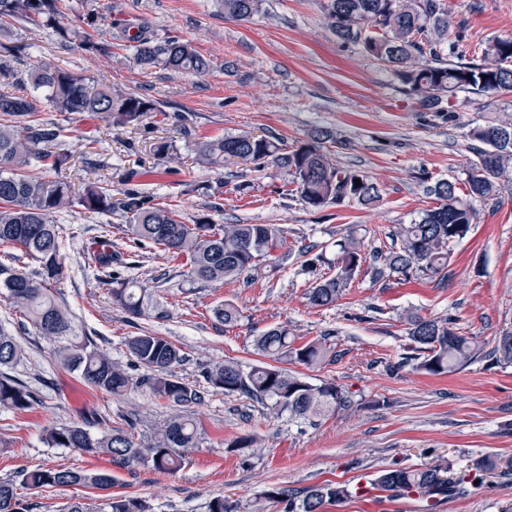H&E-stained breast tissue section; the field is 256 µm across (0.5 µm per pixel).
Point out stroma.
<instances>
[{
  "instance_id": "35a3bbf8",
  "label": "stroma",
  "mask_w": 512,
  "mask_h": 512,
  "mask_svg": "<svg viewBox=\"0 0 512 512\" xmlns=\"http://www.w3.org/2000/svg\"><path fill=\"white\" fill-rule=\"evenodd\" d=\"M325 2L263 0L261 11L244 23L225 18L220 0H61V26L97 15L94 38L112 45L111 53L97 55L53 28L13 21L0 29L1 45L22 49L19 71L51 65L141 94L157 106L140 125L124 128L97 114L49 108L38 114L40 122L62 129L72 155L62 178L107 184L118 203L109 214L76 205L54 215L65 265L56 289L79 334L132 383L120 396L87 386L59 365L53 344L0 299V329L24 352L8 373L34 394L27 410H0V443L8 447L0 453V479L19 482L23 512H63L73 499L96 504L108 494L141 499L151 512H205L208 500L221 495L249 512L266 491L325 481L353 489L394 463L450 464L461 471L476 459L512 456V364L479 359L447 376L421 373L406 362L412 342L405 324L413 310L427 318L453 317L482 343L512 331V182H499L493 198L473 200L476 222L440 285L377 281L364 273L336 304L315 308L306 298L314 275L294 252L314 245L335 258L337 239L352 225L364 229L366 250L386 244L393 226L431 206L422 176L465 184L476 160L469 129L512 118V94H459L451 121L426 111L387 69L341 45L325 19ZM448 3L452 24L466 27L473 43L512 36V0ZM140 25L189 42L208 61L207 71L138 65L113 34ZM244 131L291 147L322 139L335 164L360 171L379 187V207L316 210L290 194L289 176L277 168L196 164L195 143ZM162 141L169 151L160 157L153 147ZM131 198L171 206L187 224L203 215L217 225L274 224L293 252L254 280L197 283L187 275L185 257L135 244L121 207ZM106 238L115 258L108 271L90 259ZM113 273L143 288V316L131 317L113 302ZM226 302L239 308L238 326L214 317V308ZM273 326L287 327L301 343L327 338L334 363L292 369L312 383L328 381L349 392V408L313 424L207 386L205 371L224 361L245 369L261 364L254 340ZM145 330L181 348L185 360L175 374L204 391L192 409L198 444L181 469L166 475L107 455L48 447L43 437L53 426L77 423L94 434L123 426L143 445L166 424L173 407L140 386L142 372L125 345ZM238 437L253 438L254 447L228 452L227 443ZM39 467L104 472L112 485L106 491L21 485L23 472ZM325 512H512V478L490 477L432 509L413 495L374 503L354 497L326 505Z\"/></svg>"
}]
</instances>
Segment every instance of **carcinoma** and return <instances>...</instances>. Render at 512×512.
I'll return each mask as SVG.
<instances>
[{
  "mask_svg": "<svg viewBox=\"0 0 512 512\" xmlns=\"http://www.w3.org/2000/svg\"><path fill=\"white\" fill-rule=\"evenodd\" d=\"M59 0H0V24L13 21L53 25L60 14ZM224 15L249 21L260 9L261 0H222ZM326 16L336 37L344 44L359 47L386 67L406 91L418 97L431 112L454 113L445 104L460 93H512V38L496 39L473 46L464 27L450 33L451 21L446 0H327ZM89 53H106L110 45L94 41L79 28L63 31ZM143 67H161L175 72L200 73L206 60L192 46L174 37H159L139 29L125 36ZM17 52L0 51V244L21 246L39 262L37 277L0 264V295L7 299L36 329L38 335L56 344V357L66 368L80 373L91 387L120 396L132 378L112 363L89 339L78 335L65 304L54 284L64 277L58 232L53 213L78 205L93 213L114 209L110 189L95 183L77 193L62 179L46 180L22 174L36 162L47 172L66 166L72 155L63 148L62 129L36 120L42 107L69 114L94 113L112 119L120 127L135 126L155 103L134 92L114 90L103 82L49 65L30 72L23 79L12 62ZM30 83L45 95H19L15 89ZM477 163L468 173L464 200L457 194V182L438 179L426 186L434 206L421 211L408 224H400L388 238L386 249L363 251L356 231L336 241V258L325 262L323 253L307 260L311 266L327 263L328 271L316 278L307 293L314 307L331 306L352 286L362 271L372 269V277H397L403 281L448 278L454 248L466 239L475 221L473 199L495 195L497 182L512 178V120L502 119L478 125L469 131ZM195 161L222 167L228 163H268L292 177V192L304 204L321 209L330 205L356 204L374 208L382 200L378 186L356 170L333 163L320 142L300 144L292 149L272 136L242 132L200 141L195 145ZM360 180L355 185L354 180ZM130 213L128 229L137 243L160 246L164 251L189 260L190 277L216 282L233 280L261 268L278 266L276 250L285 240L274 224H224L216 226L206 216L185 224L175 218L170 207L122 204ZM112 300L130 316L144 313L142 289L133 281L112 278ZM216 319L233 327L240 319L238 308L225 303L214 310ZM408 336L418 354L416 369L439 376L457 373L479 358L482 344L468 336L453 318H426L417 312L406 316ZM285 326H275L255 338V348L274 361H293L306 367L325 363L329 353L324 338L297 345ZM129 354L145 370L139 384L153 397L177 409L202 402V392L177 378L173 367L184 360L181 350L161 336L141 333L127 340ZM22 355L15 338L0 331V367L17 363ZM486 356L496 362L512 363V331L499 336ZM207 383L226 394L243 395L264 404L274 403L293 418H322L350 406L349 394L332 382L311 383L300 373L263 363L249 370L226 361L206 371ZM31 393L20 381L0 373V409L24 411L31 406ZM196 421L188 415H173L151 442L138 446L121 428L99 436L73 424L46 430L44 442L51 448H78L90 455L109 454L121 463L144 462L162 473H174L188 452L197 447ZM502 477L512 475V457L482 459L469 474L454 480L445 476L448 468L437 466L383 469L371 482L373 488L393 495L417 493L432 501L459 494L465 485L484 481L491 471ZM22 482L34 488L91 486L105 490L112 484L106 473L69 469H35L23 474ZM352 496L343 483L326 482L302 491L273 489L268 500L285 503V512H323L325 505ZM143 501L130 497H107L95 506L76 499L67 512H147ZM16 486L0 480V512H18ZM206 512H239L238 505L217 495L206 503Z\"/></svg>",
  "mask_w": 512,
  "mask_h": 512,
  "instance_id": "cac0c4a2",
  "label": "carcinoma"
}]
</instances>
